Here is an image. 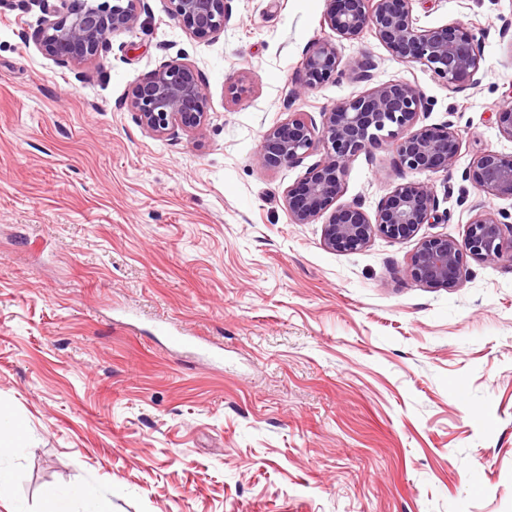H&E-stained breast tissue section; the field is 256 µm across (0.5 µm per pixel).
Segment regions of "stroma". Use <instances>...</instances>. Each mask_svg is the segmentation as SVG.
I'll return each mask as SVG.
<instances>
[{"mask_svg":"<svg viewBox=\"0 0 512 512\" xmlns=\"http://www.w3.org/2000/svg\"><path fill=\"white\" fill-rule=\"evenodd\" d=\"M147 8L73 68L44 55L36 0H0V402L27 430L0 456V512H40L77 487L76 512H512V263H465L458 287L401 271L417 239L326 248L322 221L293 223L288 189L318 162L264 169L261 136L367 86L300 87L329 0H229L200 40ZM422 26L478 33L480 70L452 93L367 31L375 83L407 80L423 126L453 122L454 167L420 181L452 218L418 237L462 239L474 210L512 213L464 173L512 153L496 123L512 100V0H413ZM193 66L207 120L158 136L127 106L170 60ZM251 92L232 103L227 84ZM406 177L390 147L357 157L341 202L367 214ZM156 320L223 348L214 366Z\"/></svg>","mask_w":512,"mask_h":512,"instance_id":"35a3bbf8","label":"stroma"}]
</instances>
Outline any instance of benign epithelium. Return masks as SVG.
I'll use <instances>...</instances> for the list:
<instances>
[{"label": "benign epithelium", "instance_id": "obj_1", "mask_svg": "<svg viewBox=\"0 0 512 512\" xmlns=\"http://www.w3.org/2000/svg\"><path fill=\"white\" fill-rule=\"evenodd\" d=\"M168 11L197 39L208 40L224 30L230 19L228 0H167ZM323 24L336 41L322 40L308 48L302 62L303 86L314 89L349 75L370 82L376 69L369 56L342 62L338 42L353 41L373 32L392 55L405 64L426 66L448 90L455 92L481 68L472 30L457 22L436 28L417 25L413 0H332ZM46 14L40 47L57 62L78 67L94 58L112 34L131 28L145 10V0H39ZM206 96L196 70L172 60L132 90L129 106L148 130L159 135L181 129H199L205 121ZM426 102L420 90L405 80L379 83L362 95L322 112L316 125L299 112L265 131L256 156L264 167L300 162L316 145L322 159L295 187L285 203L291 220L311 224L330 213L323 225L324 245L333 251L355 252L380 234L391 240L417 235L425 224H446L451 213L440 209L434 187L408 180L398 184L369 218L362 203L336 205L343 178L359 155L370 156L384 142L392 144L399 167L409 174L451 169L461 142L454 124L417 127ZM500 133L512 140V104L496 112ZM483 193L512 197V154L487 151L470 163L465 173ZM511 214L478 213L467 224L460 241L446 236L424 237L402 276L429 288H453L466 259L479 263H512Z\"/></svg>", "mask_w": 512, "mask_h": 512}]
</instances>
